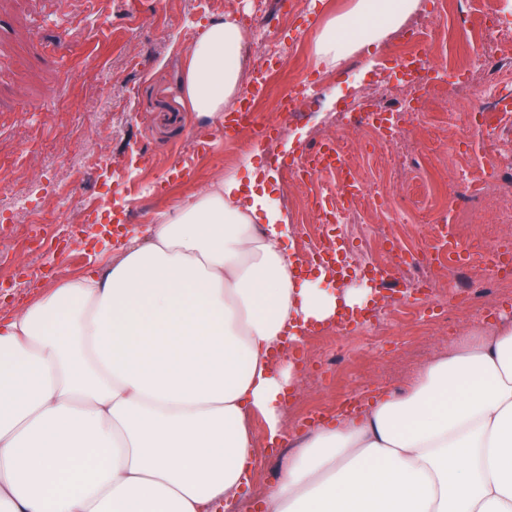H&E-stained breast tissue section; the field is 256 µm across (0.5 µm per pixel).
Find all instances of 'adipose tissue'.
<instances>
[{
  "label": "adipose tissue",
  "instance_id": "obj_1",
  "mask_svg": "<svg viewBox=\"0 0 512 512\" xmlns=\"http://www.w3.org/2000/svg\"><path fill=\"white\" fill-rule=\"evenodd\" d=\"M420 0H354L315 56L338 63ZM236 12L208 21L179 87L223 121L244 83ZM267 193L232 176L132 231L105 268L0 319V512H237L249 415L281 436L288 350L366 294L327 289ZM264 512H512V322L473 325L412 388L297 439Z\"/></svg>",
  "mask_w": 512,
  "mask_h": 512
}]
</instances>
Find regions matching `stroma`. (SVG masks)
<instances>
[{
  "instance_id": "stroma-1",
  "label": "stroma",
  "mask_w": 512,
  "mask_h": 512,
  "mask_svg": "<svg viewBox=\"0 0 512 512\" xmlns=\"http://www.w3.org/2000/svg\"><path fill=\"white\" fill-rule=\"evenodd\" d=\"M275 2L0 0V219L32 223L36 201L61 218L32 241L0 237V316L90 267L106 265L114 240L92 249L84 245L97 214L115 212L129 228L142 229L230 175L247 184L271 173L268 193L290 228L284 245L303 256L306 234H318L321 226L316 213L296 203L316 186L289 184L286 168L321 135L365 143L362 131L330 126L328 117L363 91L373 71L391 70L394 63L380 41L335 66L315 61L323 26L351 0H302L313 23L301 31L296 19L275 16ZM228 5L252 17L274 16L277 36L254 26L252 39L284 54L288 68L304 66L323 78L316 102L258 157L236 151L240 140L254 144L257 136L199 126L178 87L185 51L200 25ZM104 10L112 14L108 29L98 26ZM61 42L66 51L58 50ZM87 151L101 157V168L81 165ZM469 162L444 151L410 173L412 182L424 186L432 222H439L446 199L460 193L456 176ZM503 317L512 318V288L460 304L445 317L425 301L392 306L381 327L344 333L340 359L326 370L320 363L331 344L307 335L295 354L298 385L284 402L286 436L278 448H269L262 418L250 419L254 475L243 512H261L268 458L277 450L292 453L296 436L308 432L314 417L334 413L353 394L376 386L404 391L421 366L447 352L475 320Z\"/></svg>"
}]
</instances>
